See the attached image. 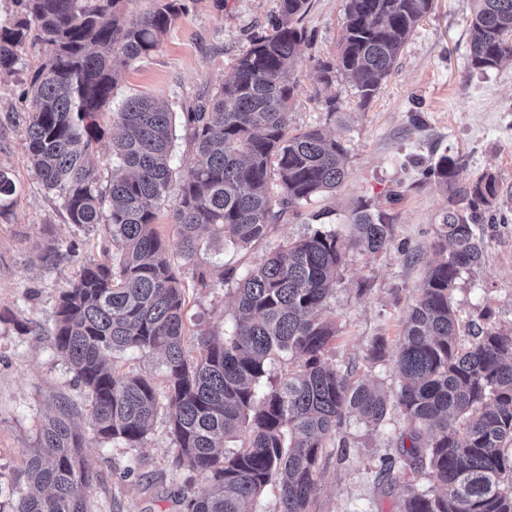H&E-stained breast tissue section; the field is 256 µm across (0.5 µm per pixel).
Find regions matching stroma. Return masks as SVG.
<instances>
[{
	"label": "stroma",
	"mask_w": 512,
	"mask_h": 512,
	"mask_svg": "<svg viewBox=\"0 0 512 512\" xmlns=\"http://www.w3.org/2000/svg\"><path fill=\"white\" fill-rule=\"evenodd\" d=\"M186 11L172 24L159 48L130 64L112 93L113 106L133 96H153L181 113L203 102L252 40L270 32L280 0H184ZM346 0H309L302 20L307 38L300 46V91L289 113L291 128H324L348 149V176L333 195L314 199L268 237L250 248L226 249L214 230L203 231L199 264L233 267L260 263L271 251L314 230H343L361 200L387 213L393 229L387 249L349 251L328 308L337 336L325 351L328 364L356 362L358 379L394 391L396 350L409 306L423 277L413 253L433 241L443 213L454 206L428 170L440 155L459 158L456 182L472 183L496 173L512 186V62L481 73L470 70L468 25L473 0H434V8L406 42L396 66L368 104H360L346 79L324 87L313 68L332 56L345 22ZM37 49L23 53L12 72L0 73V170L17 185L12 205L0 207V512L23 467L22 453L34 447L40 425L61 403L73 409L84 441L82 453L94 476L83 487L91 512H179L178 497L196 474L176 469L168 410L159 408L143 447L103 443L94 434L87 397L74 372L56 353L50 335L60 292L79 273L89 254L108 247L101 227L69 223L57 195L30 168L25 140L24 92ZM335 97L328 114L326 97ZM494 223L482 225V264L465 274L454 292L461 322L490 309L492 323L512 329V201L497 205ZM58 248L54 264L42 256ZM188 288L186 324L191 332L218 335L234 326L229 285L193 289L192 268L181 265ZM40 324V336L20 327ZM378 336L389 356L367 359ZM402 425L392 419L373 431L350 421L344 431L346 455L330 444L323 455L320 490L310 512H399L405 486L423 492L424 476L406 474L374 484L383 457L396 454Z\"/></svg>",
	"instance_id": "35a3bbf8"
}]
</instances>
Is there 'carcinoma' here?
Listing matches in <instances>:
<instances>
[{"label": "carcinoma", "instance_id": "cac0c4a2", "mask_svg": "<svg viewBox=\"0 0 512 512\" xmlns=\"http://www.w3.org/2000/svg\"><path fill=\"white\" fill-rule=\"evenodd\" d=\"M19 2L20 17L0 27V71H13L27 44L43 55L25 92L31 168L69 223L102 226L120 253L117 262L106 250L85 259L59 295L52 333L84 388L98 439L142 447L163 399L175 466L205 481L184 493L182 512H256L273 484L279 512H310L324 450L347 420L356 416L377 431L398 413L397 456L381 461L379 476L410 470L431 483L424 492L407 488L399 512H512V331L479 325L469 344L460 343L453 296L456 282L484 260L474 227L506 193L498 176L486 172L455 190L457 208L439 224L394 355L396 392L354 381L353 367L342 371L323 359L336 338L327 304L346 251L374 253L391 241L385 215L365 200L351 209L347 234L316 230L237 279L228 270L235 327L221 338L190 336L185 289L156 229L160 211L170 212L179 254L190 264L201 250L199 230L211 227L225 246L247 248L288 209L336 191L347 175L341 140L320 128L289 129L308 0H280L272 34L255 39L224 73L207 110L183 114L191 167L172 163L174 112L152 97L127 99L112 113L116 164L104 189L94 155L120 68L157 50L185 5L153 0L127 20L125 0ZM433 2L346 0L336 54L314 64L321 84L350 79L360 103L369 102ZM469 40L471 69L512 60V0H474ZM459 165L438 158L440 189L455 185ZM16 192L0 171V202ZM212 275L196 267L194 288L214 287ZM125 350L163 354L165 391L150 376L106 365ZM281 355L291 368L259 391L268 363ZM228 441L240 445L227 448ZM80 448L64 404L44 420L36 447L23 452L11 512H89L78 489L93 467Z\"/></svg>", "mask_w": 512, "mask_h": 512}]
</instances>
